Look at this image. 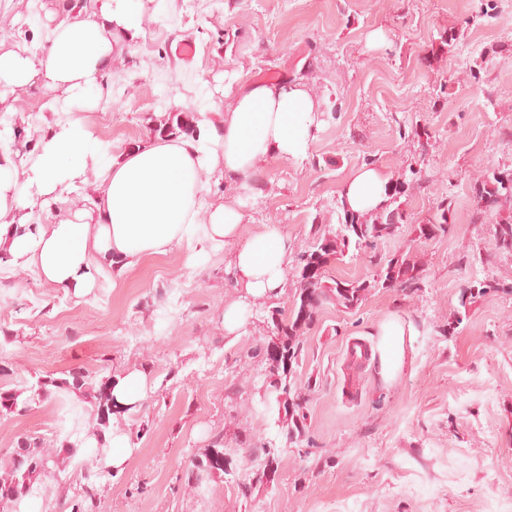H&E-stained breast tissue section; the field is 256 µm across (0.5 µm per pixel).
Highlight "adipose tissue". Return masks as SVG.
<instances>
[{
  "label": "adipose tissue",
  "mask_w": 512,
  "mask_h": 512,
  "mask_svg": "<svg viewBox=\"0 0 512 512\" xmlns=\"http://www.w3.org/2000/svg\"><path fill=\"white\" fill-rule=\"evenodd\" d=\"M143 15L144 0H96L83 11L73 0H55L45 14V42L0 51V109L11 111V95L39 86L53 92L58 115L37 155L0 146V253L45 283L84 296L104 264L125 271L177 250L194 260L202 243L228 249L227 269L241 294L221 317L232 335L243 324L246 300L282 288L291 246L274 224L244 233L238 200L210 197L208 185L246 182L271 156L305 158L323 112L307 85L241 73L219 121L203 119L193 135L150 138L112 155L92 143L75 115L99 104L101 85L122 60L126 40L141 33ZM88 183L90 206L35 224V207H50ZM389 184L381 169L364 166L343 183L341 199L345 208L369 214L385 203ZM379 331V372L390 379L404 364L411 328L390 316Z\"/></svg>",
  "instance_id": "1"
}]
</instances>
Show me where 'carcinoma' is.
I'll use <instances>...</instances> for the list:
<instances>
[{
	"label": "carcinoma",
	"instance_id": "carcinoma-1",
	"mask_svg": "<svg viewBox=\"0 0 512 512\" xmlns=\"http://www.w3.org/2000/svg\"><path fill=\"white\" fill-rule=\"evenodd\" d=\"M393 196L388 206L370 215H355L343 211L344 222L337 230L318 233L314 244L300 253L296 259V277L299 284L298 292L288 311L278 308L271 310V316L279 317L275 328L280 336L279 342L270 350L265 351L266 360L272 371H282L279 381L273 384L277 393L276 401L288 413L294 426L288 429V438L298 439L304 431L305 415L299 399L291 397L293 381L287 378V368L297 363L302 353L301 330L311 326L316 320L320 309L327 301H334L346 310H353L365 299L366 295L376 288H399L411 291L420 287L422 270L414 258L408 253H400L381 265L378 273L370 278L354 280H329L327 266L331 257L341 256L345 250L353 246L357 250L370 249L396 238L400 234L404 215L397 205L398 196ZM475 209L473 223L482 220L486 212L500 208L506 204L512 205V170H494L488 180L475 190ZM452 202L441 204L440 212L435 222L419 225L420 236L433 238L448 232V213ZM498 248L512 252V216L502 220L496 231ZM500 288V283L494 279L485 278L475 284L463 288L459 304L466 308L475 299L490 291ZM71 379L37 380L31 385L24 386L29 395L19 400L20 394L12 390L0 389V411L7 413L24 412L28 407L48 399L53 390L94 389L97 403V421L101 426L107 425L112 414V384L114 378L104 377L94 382L90 373L78 370L70 373ZM98 388H93V385ZM97 449L88 459V467L84 472L86 483L83 487L82 499L71 505V512H96L98 487L96 480L105 473L102 459V439L95 434ZM43 439L32 435L18 439L16 447L8 455L0 457V499L12 505H24L27 495L26 487H34V482L51 474V469H41L46 460L43 452Z\"/></svg>",
	"mask_w": 512,
	"mask_h": 512
}]
</instances>
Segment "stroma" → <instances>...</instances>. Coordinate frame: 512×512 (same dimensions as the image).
Returning <instances> with one entry per match:
<instances>
[{"label":"stroma","instance_id":"1","mask_svg":"<svg viewBox=\"0 0 512 512\" xmlns=\"http://www.w3.org/2000/svg\"><path fill=\"white\" fill-rule=\"evenodd\" d=\"M187 2L162 0L113 73L124 94L79 113L91 140L118 155L153 137L160 116L223 111L208 89L240 71L307 82L324 110L308 157L265 160L262 192L214 182L212 197H239L250 229L278 225L298 254L316 230L342 222L349 174L378 167L405 183L407 220L395 240L348 250L329 273L369 277L407 250L421 286L372 290L350 311L324 304L303 329L293 380L306 421L295 443L287 415L266 408L265 348L277 339L269 312L290 306L296 275L287 271L280 293L250 303L228 336L221 315L240 294L226 251L208 247L191 265L174 254L121 274L102 266L86 297L0 262V329L9 332L0 336V387L76 368L100 378L145 372V398L112 421L134 453L99 479V512H486L491 499H511L512 254L496 248L495 232L512 213L471 217L475 186L512 168V0H496L489 17L481 0H218L201 13ZM32 4L0 0L1 50L32 41L41 21ZM375 30L383 44L370 42ZM181 42L194 45L192 59L177 54ZM169 78L174 95L154 106ZM50 96L16 95L9 119L25 151L37 152L54 124V113L30 112ZM447 198V234L420 237ZM487 276L501 290L456 321L463 287ZM390 315L413 334L405 369L387 382L377 357L349 360L346 346L353 337L378 345ZM60 399L69 412L62 434L55 400L0 413V454L23 435L57 449L63 436L96 431L92 397ZM216 447L223 470L194 472ZM84 483L60 456L54 498L30 502V512H61Z\"/></svg>","mask_w":512,"mask_h":512}]
</instances>
